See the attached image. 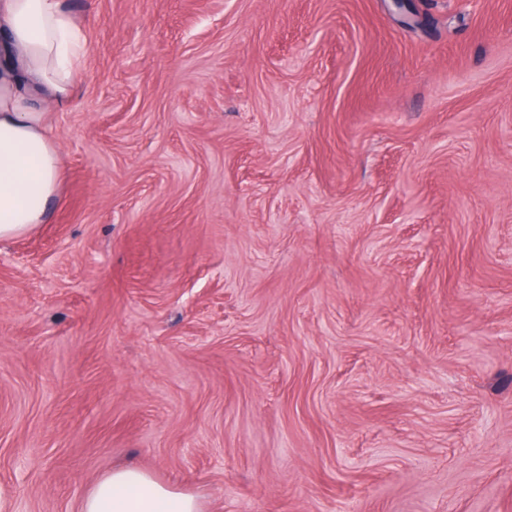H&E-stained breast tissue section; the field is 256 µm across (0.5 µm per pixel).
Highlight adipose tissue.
Returning <instances> with one entry per match:
<instances>
[{"mask_svg": "<svg viewBox=\"0 0 512 512\" xmlns=\"http://www.w3.org/2000/svg\"><path fill=\"white\" fill-rule=\"evenodd\" d=\"M89 46L61 0H0V240L47 223L60 188L62 156L47 107L75 97ZM79 512H203L194 494L149 472L115 468Z\"/></svg>", "mask_w": 512, "mask_h": 512, "instance_id": "ef3b65f1", "label": "adipose tissue"}]
</instances>
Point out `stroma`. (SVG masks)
Wrapping results in <instances>:
<instances>
[{
    "label": "stroma",
    "mask_w": 512,
    "mask_h": 512,
    "mask_svg": "<svg viewBox=\"0 0 512 512\" xmlns=\"http://www.w3.org/2000/svg\"><path fill=\"white\" fill-rule=\"evenodd\" d=\"M0 242V512H512V0H66ZM79 512H203L197 496L157 481L147 471L115 468L99 478Z\"/></svg>",
    "instance_id": "35a3bbf8"
}]
</instances>
